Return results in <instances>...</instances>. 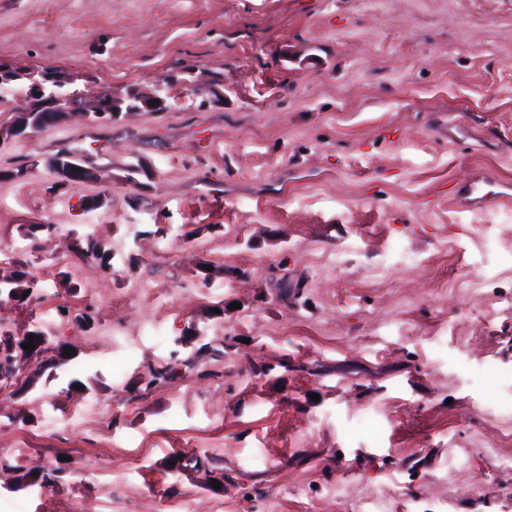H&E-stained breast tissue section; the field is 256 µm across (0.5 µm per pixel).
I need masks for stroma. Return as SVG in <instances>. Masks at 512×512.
<instances>
[{
	"label": "stroma",
	"mask_w": 512,
	"mask_h": 512,
	"mask_svg": "<svg viewBox=\"0 0 512 512\" xmlns=\"http://www.w3.org/2000/svg\"><path fill=\"white\" fill-rule=\"evenodd\" d=\"M0 63L169 102L0 144V340L74 350L0 512H512V199L453 195L512 185V0H0ZM68 158L71 160L67 162L65 168L62 167V163L58 162L56 158H52L49 161V166L55 176H57L56 171H58L79 182H92L98 178L95 171L85 165L86 161L83 157L68 156ZM488 181L482 176H475L466 182L464 193L469 198V203H465L466 207H473L483 211L496 210L508 197L506 193L494 192L486 190Z\"/></svg>",
	"instance_id": "stroma-1"
}]
</instances>
